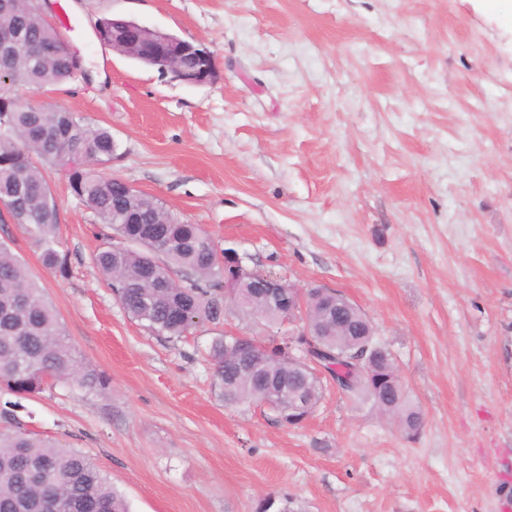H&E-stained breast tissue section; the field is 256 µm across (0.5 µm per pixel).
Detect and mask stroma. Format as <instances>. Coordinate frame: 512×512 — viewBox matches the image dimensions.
Returning a JSON list of instances; mask_svg holds the SVG:
<instances>
[{
  "instance_id": "stroma-1",
  "label": "stroma",
  "mask_w": 512,
  "mask_h": 512,
  "mask_svg": "<svg viewBox=\"0 0 512 512\" xmlns=\"http://www.w3.org/2000/svg\"><path fill=\"white\" fill-rule=\"evenodd\" d=\"M45 13L89 79L42 100L111 131L108 173L249 268L349 297L424 425L407 439L331 385L298 427L225 406L211 341L264 323L152 335L93 265L100 228L56 172L68 275L23 228L0 223V238L109 384L50 383L23 401L27 429L88 455L131 512H253L281 492L308 512H512V24L485 0H49ZM112 15L202 45L214 82L113 52L95 32Z\"/></svg>"
}]
</instances>
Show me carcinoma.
I'll return each instance as SVG.
<instances>
[{
    "instance_id": "cac0c4a2",
    "label": "carcinoma",
    "mask_w": 512,
    "mask_h": 512,
    "mask_svg": "<svg viewBox=\"0 0 512 512\" xmlns=\"http://www.w3.org/2000/svg\"><path fill=\"white\" fill-rule=\"evenodd\" d=\"M23 29L27 39L53 51L38 58L21 56L0 92V199L40 252L43 266L65 276L68 256L57 238L58 213L46 174L66 175L71 194L107 229L105 246L93 263L106 277L131 319L170 342L186 337L202 323L224 318V270L211 238L197 224H187L159 200L128 190L125 181L105 174L112 163V132L94 127L86 117L53 106L33 110L22 93L69 83V46L31 10L30 0H16L0 10V27ZM161 254V266L149 258ZM186 272V287L171 288L169 273ZM240 304L262 318V300L239 289ZM310 313L324 367L339 391L362 398L381 415L393 418L409 438L420 433L423 413L406 387L391 389L399 370L389 348L376 338L360 309H347L336 297L313 288ZM213 389L229 406L263 401L279 408L286 384L305 392L316 408L321 380L307 372L298 347L274 336L235 351L226 336L209 348ZM71 381L103 389L108 379L84 363L67 339L58 314L38 281L6 240H0V393L17 397L38 394L49 381ZM63 512H130L124 495L97 464L75 448H62L17 429L0 432V512H45L49 495ZM255 512H306L286 493L260 498Z\"/></svg>"
}]
</instances>
